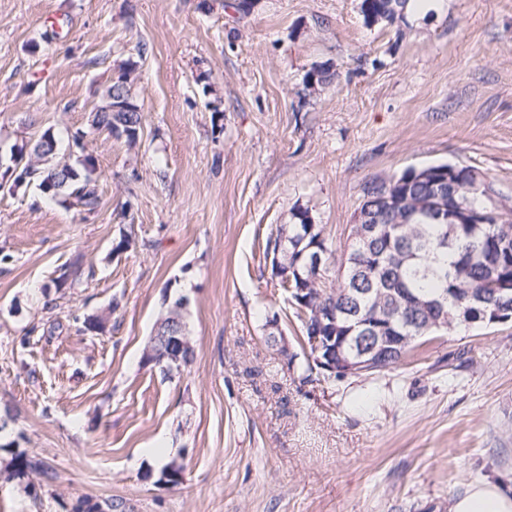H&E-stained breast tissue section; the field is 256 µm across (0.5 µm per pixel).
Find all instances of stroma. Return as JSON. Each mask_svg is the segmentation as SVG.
<instances>
[{"instance_id": "stroma-1", "label": "stroma", "mask_w": 512, "mask_h": 512, "mask_svg": "<svg viewBox=\"0 0 512 512\" xmlns=\"http://www.w3.org/2000/svg\"><path fill=\"white\" fill-rule=\"evenodd\" d=\"M360 3L0 0L1 144L88 128L123 68L144 115L135 145L90 138L96 212L0 190V411L56 475L34 496L0 477V512H449L482 480L512 488V322L328 382L264 341L270 319L302 329L263 254L293 206L340 255L375 179L468 166L512 200V0L391 25ZM318 68L330 82L306 86ZM179 297L195 359L166 379L142 355Z\"/></svg>"}]
</instances>
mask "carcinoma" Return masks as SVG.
Segmentation results:
<instances>
[{"mask_svg":"<svg viewBox=\"0 0 512 512\" xmlns=\"http://www.w3.org/2000/svg\"><path fill=\"white\" fill-rule=\"evenodd\" d=\"M408 0H362L366 20L383 14L391 22L400 16ZM133 69L102 92L93 110L89 129L68 135L75 146V160L56 153L58 139L44 131L29 141L35 146L47 139L43 154L48 163L39 164L41 155L34 154L33 165L39 173L26 181L50 200L69 204L84 212L95 211L100 196L93 177L95 162L86 151L88 136L106 131L117 138L136 143L143 127L142 106L131 93ZM461 179L455 189L458 203L477 214L485 210L486 179L474 181L471 168L459 171ZM377 191L396 196L402 205L392 212L380 209L375 194L363 193L359 210L367 213L369 223L350 227L348 251L341 261L334 282H329L334 251L323 236V225L314 224L310 212L299 207L289 211L287 226L279 225L266 239L264 256L280 264L272 268L288 271L291 287L306 289L302 300L294 301L303 313L301 352L288 353V369L303 381L318 376L341 381L344 376L330 371L327 352L314 354L309 337L315 334L335 336L334 345L346 350L360 347L359 339L344 335L348 322H362L370 327L386 326L407 338L406 348L395 349L379 360L365 376H374L397 366L422 341L423 327L429 319L446 313L453 328L474 323L489 325L492 313L503 302L512 304V203L505 200L498 218L484 224L459 220L455 210L448 218L435 219L428 211L432 187L424 181L411 180L407 174L392 178ZM323 256L320 268L307 266L308 257ZM336 312L338 326L329 327L326 317ZM183 362L167 360L159 371L170 377L194 361L193 347L184 349ZM0 471L6 479H23L31 474L49 482L53 472L19 449L13 441L0 443ZM183 465L172 459L162 464L160 477L177 484Z\"/></svg>","mask_w":512,"mask_h":512,"instance_id":"cac0c4a2","label":"carcinoma"}]
</instances>
